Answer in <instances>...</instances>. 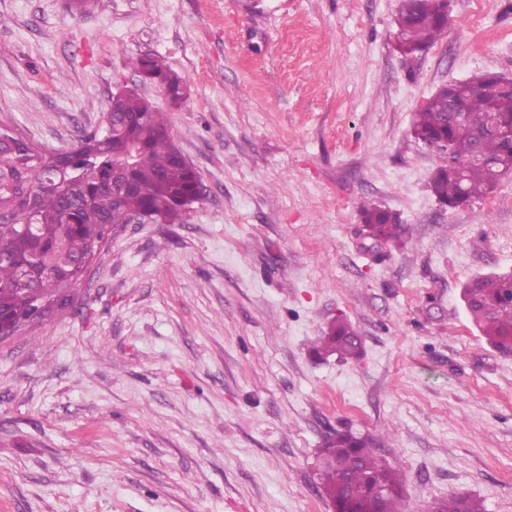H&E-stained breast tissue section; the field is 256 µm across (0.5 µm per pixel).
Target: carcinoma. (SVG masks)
Wrapping results in <instances>:
<instances>
[{"instance_id":"obj_1","label":"carcinoma","mask_w":512,"mask_h":512,"mask_svg":"<svg viewBox=\"0 0 512 512\" xmlns=\"http://www.w3.org/2000/svg\"><path fill=\"white\" fill-rule=\"evenodd\" d=\"M397 37L405 61L448 33L441 0H400ZM140 74H159L165 94L177 105L188 95L185 81L162 72L142 54L129 62ZM463 112H448V95L435 92L415 112L413 133L440 158L431 189L442 204L485 196L512 173V154L501 136L487 132L499 114L512 128V106L488 75H475L457 91ZM104 133L85 136L67 150L44 152L9 127L0 126V326L13 336L31 325L44 300L68 302L66 289L86 273L129 214L148 213L160 224H180L187 206L200 199L197 171L179 158L166 113L134 88L110 100ZM461 172H448V159ZM362 214L377 241L399 238L398 218L376 206ZM512 281L480 275L462 289L464 305L494 346L512 352ZM318 356L342 360L361 352V336L343 319L332 321L315 341ZM381 441L351 430L335 433L319 451L318 475L335 512H400L402 475L380 455ZM434 512H484L480 501L455 494L433 505Z\"/></svg>"}]
</instances>
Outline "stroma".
<instances>
[{
	"label": "stroma",
	"instance_id": "obj_1",
	"mask_svg": "<svg viewBox=\"0 0 512 512\" xmlns=\"http://www.w3.org/2000/svg\"><path fill=\"white\" fill-rule=\"evenodd\" d=\"M72 2L0 0V125L68 149L138 86L205 195L120 226L65 309L0 343V512H332L318 452L345 429L383 438L401 512H512V352L460 299L512 273V175L444 206L412 133L442 84L512 78V0H449L410 66L399 0ZM367 203L402 240L369 237ZM338 317L361 357L312 356ZM130 67L140 74H155L162 75L163 82L166 84L165 94L172 105L179 104L188 95V86L185 81L176 73L167 70V73H162L161 67L156 62L151 54H142L139 57L131 59L129 62ZM432 507L435 509L432 512H484L480 501L461 494L451 495L448 500H439Z\"/></svg>",
	"mask_w": 512,
	"mask_h": 512
}]
</instances>
